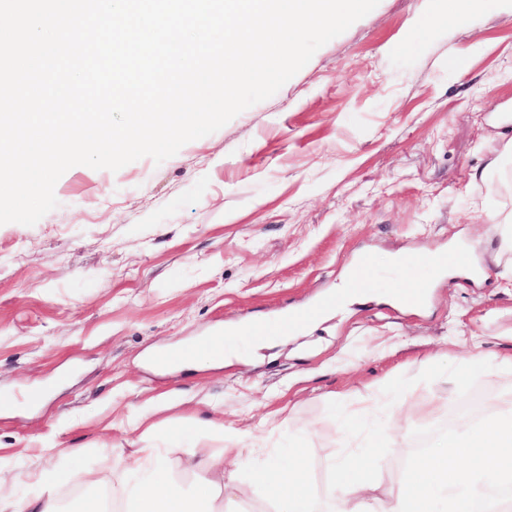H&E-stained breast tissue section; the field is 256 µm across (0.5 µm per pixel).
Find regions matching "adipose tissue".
Returning a JSON list of instances; mask_svg holds the SVG:
<instances>
[{
  "label": "adipose tissue",
  "mask_w": 512,
  "mask_h": 512,
  "mask_svg": "<svg viewBox=\"0 0 512 512\" xmlns=\"http://www.w3.org/2000/svg\"><path fill=\"white\" fill-rule=\"evenodd\" d=\"M143 454V484L131 492L134 512H216L214 493L225 486L223 454L188 449L189 463L207 473L190 491L157 485L164 461L155 449ZM373 465L369 448L333 464L328 491L335 512H502L512 501V408L497 416L492 429L449 436L390 486H382ZM302 470V457L295 451L290 460L277 456L255 469L252 481L274 499L275 512H321Z\"/></svg>",
  "instance_id": "ef3b65f1"
}]
</instances>
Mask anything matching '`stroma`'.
Masks as SVG:
<instances>
[{
	"mask_svg": "<svg viewBox=\"0 0 512 512\" xmlns=\"http://www.w3.org/2000/svg\"><path fill=\"white\" fill-rule=\"evenodd\" d=\"M511 137L512 11L480 0L454 21L448 0H380L273 96L163 163L68 169L58 207L0 225V492L24 497L47 473L78 512L93 491L65 475L95 472L125 512L131 475L104 449L133 458L151 443L191 489L196 443L235 451L225 478L240 493L218 512H272L250 469L298 435L322 493L347 453L340 427L391 428L374 450L390 481L416 435L491 427L512 401ZM459 245L473 268L451 277L389 263ZM366 255L374 274L349 289ZM421 281L420 306L394 301ZM329 294L340 303L278 330ZM257 323L266 335L246 333ZM212 335L222 364L154 366ZM399 391L409 404L393 405ZM154 405L145 439L135 425Z\"/></svg>",
	"mask_w": 512,
	"mask_h": 512,
	"instance_id": "35a3bbf8",
	"label": "stroma"
}]
</instances>
